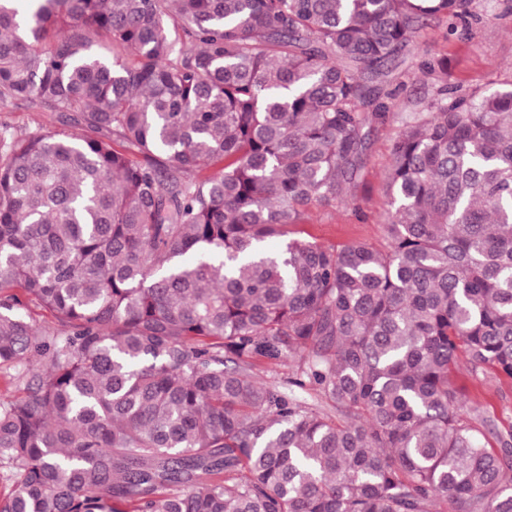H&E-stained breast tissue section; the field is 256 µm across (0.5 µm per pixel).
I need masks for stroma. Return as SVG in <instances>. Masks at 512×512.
<instances>
[{
    "instance_id": "1",
    "label": "stroma",
    "mask_w": 512,
    "mask_h": 512,
    "mask_svg": "<svg viewBox=\"0 0 512 512\" xmlns=\"http://www.w3.org/2000/svg\"><path fill=\"white\" fill-rule=\"evenodd\" d=\"M431 55L445 58V70L425 69L424 63ZM397 76L400 87L396 113L371 137L368 162L351 189L355 206L313 211L306 223L297 225L298 234L336 246L358 240L384 244L386 170L402 118L441 82L486 92L506 88L512 82V15L490 12L469 31L454 34L446 24H428L419 34L417 47L406 54ZM455 382L462 390L466 407L491 417L498 429L512 427V379L463 368L457 371Z\"/></svg>"
}]
</instances>
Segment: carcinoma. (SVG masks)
Returning a JSON list of instances; mask_svg holds the SVG:
<instances>
[{
	"label": "carcinoma",
	"mask_w": 512,
	"mask_h": 512,
	"mask_svg": "<svg viewBox=\"0 0 512 512\" xmlns=\"http://www.w3.org/2000/svg\"><path fill=\"white\" fill-rule=\"evenodd\" d=\"M488 10L0 0V112L63 125L0 124V512H512L453 380L512 378V88L402 121L386 245L290 231L354 204L420 28ZM7 122L17 129L33 128L39 122L50 129L61 128L57 117L51 112H27L17 108L13 112H0V123Z\"/></svg>",
	"instance_id": "carcinoma-1"
}]
</instances>
